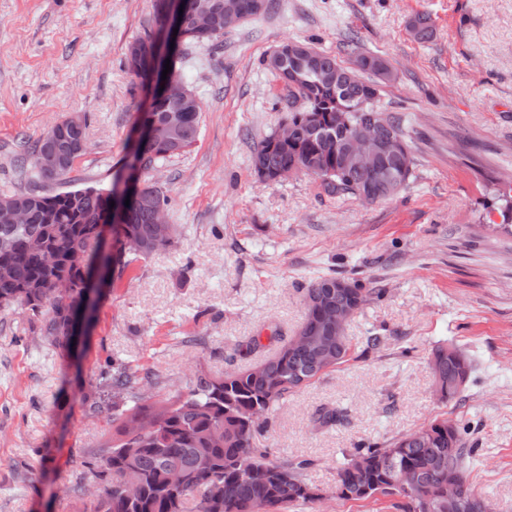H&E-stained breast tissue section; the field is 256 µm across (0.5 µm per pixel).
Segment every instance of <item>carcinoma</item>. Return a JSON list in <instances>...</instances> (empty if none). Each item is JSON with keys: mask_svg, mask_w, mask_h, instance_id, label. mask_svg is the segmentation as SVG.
<instances>
[{"mask_svg": "<svg viewBox=\"0 0 512 512\" xmlns=\"http://www.w3.org/2000/svg\"><path fill=\"white\" fill-rule=\"evenodd\" d=\"M183 16L210 9L216 18L213 29L192 27L178 49L171 50V72L187 52L224 35V0H182ZM409 29L419 41L434 35L431 19L417 14ZM138 37L127 48L126 66L137 76L155 82L148 112L137 117L138 127L166 124L180 118L189 134L179 147L146 140L138 151L143 170L168 157L188 151L199 136L200 109L180 106L163 95L165 64L150 68L146 41ZM351 65L322 52L308 42L290 41L288 51L276 49L262 60L288 91V98L302 100L303 107L288 112L293 124L291 140L275 143L272 136L261 140L253 157L269 170L302 165L321 181L329 193L360 197L361 186L370 174L352 172L341 159V147L363 117L370 115L394 137L405 139L401 118L382 111L379 86L391 78L387 61L377 54L351 50ZM359 65L357 82L342 81V73ZM46 137L23 146L24 158L17 166L20 179L46 181L55 171L66 183L82 153L68 164L60 155L45 150ZM130 204L113 195L112 188L86 187L39 194L33 191H3L0 198L21 204L25 224L0 223V308L24 307L43 314L40 336L62 353L70 352L65 327L82 301L85 272L107 260L101 249L104 215L112 214L115 239L134 236L150 245L138 254L147 258L157 252L151 247L154 211L143 205L132 191ZM66 281L61 290L55 282ZM300 330L311 336L304 348L286 343L272 356L245 371H227L222 377L204 372L183 393L157 405L142 396L141 389L157 385L154 375L143 374L120 364L107 363L101 372L103 385L112 394L107 401L99 392L85 397L88 414L118 424L119 438L92 457L91 469L98 479L95 491L77 483L69 489L79 501L78 512H288L297 504L321 500L320 489L310 484L305 472L311 462L304 458H276L266 448L254 445L267 414L285 399L322 374L346 362L350 344L336 348L325 316L315 305L306 304ZM429 361L435 364L441 384L439 400L458 399L461 391L448 388L458 376L471 375V358L460 348L433 347ZM147 419L155 429L143 435L127 430L130 422ZM466 427L446 418L403 434L386 446L363 442L348 455L336 480L343 501L395 499L397 512H448V483L457 484L460 494L479 495L465 476L469 454ZM453 451L454 470H448V451ZM132 483L138 495L129 498L123 485Z\"/></svg>", "mask_w": 512, "mask_h": 512, "instance_id": "carcinoma-1", "label": "carcinoma"}]
</instances>
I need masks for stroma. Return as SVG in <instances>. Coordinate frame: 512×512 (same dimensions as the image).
I'll list each match as a JSON object with an SVG mask.
<instances>
[{"instance_id":"obj_1","label":"stroma","mask_w":512,"mask_h":512,"mask_svg":"<svg viewBox=\"0 0 512 512\" xmlns=\"http://www.w3.org/2000/svg\"><path fill=\"white\" fill-rule=\"evenodd\" d=\"M418 12L434 23L426 42L408 29ZM153 27V0H0V189L40 190L14 177L22 145L71 114L87 118L76 187H110L149 105L127 45ZM353 38L393 72L380 100L402 119L409 184L365 204L303 174L258 180L254 147L290 109L263 57L288 39L347 65ZM181 76L201 106L198 140L148 173L170 198L173 245L113 272L68 357L38 337L40 316L0 310V512H69L70 486L92 481L68 460L112 442L82 404L105 360L151 371L163 396L197 370L244 369L296 335L307 288L335 273L381 294L349 321L348 360L280 401L256 446L310 459L308 481L329 492L359 441L447 418L468 428L469 481L512 512V234L500 215L512 191V0H272L196 49ZM253 336L265 347L240 357ZM439 343L474 364L448 404L428 365ZM324 409L344 421L320 427Z\"/></svg>"}]
</instances>
